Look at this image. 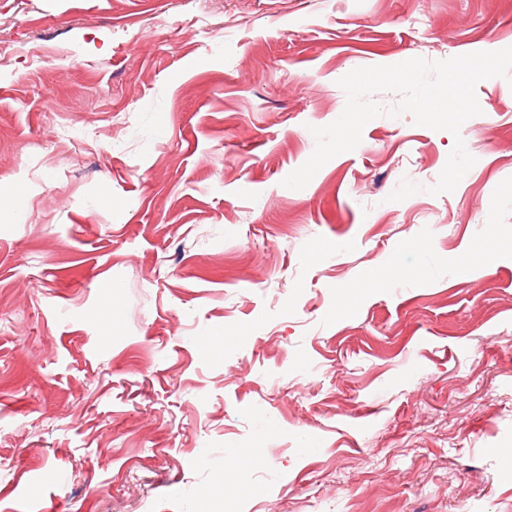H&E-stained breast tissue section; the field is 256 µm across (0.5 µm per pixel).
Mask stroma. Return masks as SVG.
<instances>
[{"mask_svg":"<svg viewBox=\"0 0 512 512\" xmlns=\"http://www.w3.org/2000/svg\"><path fill=\"white\" fill-rule=\"evenodd\" d=\"M507 47L512 0H0V512H512V254L454 262L512 243V83L453 192L408 113L282 185L352 70Z\"/></svg>","mask_w":512,"mask_h":512,"instance_id":"stroma-1","label":"stroma"}]
</instances>
